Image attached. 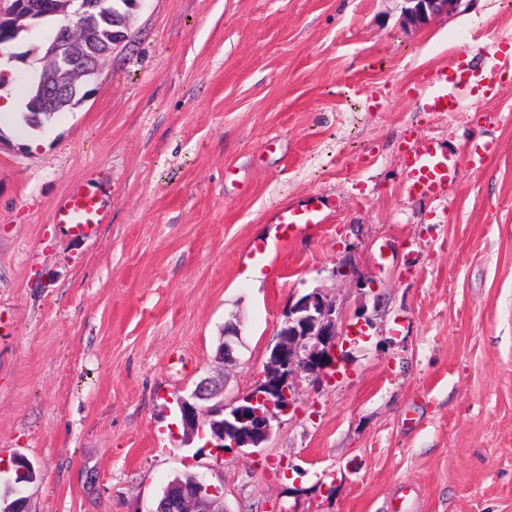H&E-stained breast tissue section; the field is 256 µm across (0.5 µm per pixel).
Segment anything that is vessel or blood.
<instances>
[{"label": "vessel or blood", "mask_w": 512, "mask_h": 512, "mask_svg": "<svg viewBox=\"0 0 512 512\" xmlns=\"http://www.w3.org/2000/svg\"><path fill=\"white\" fill-rule=\"evenodd\" d=\"M495 85V72L478 71L460 61L437 73L431 89L425 94L426 107L432 112H455L459 109L461 94L489 93ZM405 167L411 192L437 196L452 183L457 164L433 142L420 138L409 148ZM55 217L58 223L70 225L75 233L84 234L92 225L104 223L106 214L98 191L80 186L61 200ZM275 222L279 241L288 243L316 233L323 219L317 201L311 200L297 207H282Z\"/></svg>", "instance_id": "vessel-or-blood-1"}]
</instances>
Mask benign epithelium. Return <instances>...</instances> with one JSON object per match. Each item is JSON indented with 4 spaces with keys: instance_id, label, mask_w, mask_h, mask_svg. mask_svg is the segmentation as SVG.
Returning <instances> with one entry per match:
<instances>
[{
    "instance_id": "1",
    "label": "benign epithelium",
    "mask_w": 512,
    "mask_h": 512,
    "mask_svg": "<svg viewBox=\"0 0 512 512\" xmlns=\"http://www.w3.org/2000/svg\"><path fill=\"white\" fill-rule=\"evenodd\" d=\"M408 25L419 27L432 17L448 12L457 0H405ZM113 0H60L54 14L65 17L49 37L44 56L42 94L48 108L86 89L107 54L93 49L91 29L95 17H111ZM39 0H0V47L9 45L11 36L26 28L24 22L40 18ZM342 316L336 301L321 289L291 301L284 320L270 345L269 360L258 384L245 396L226 404L215 401L224 393V377L201 379L188 397L177 398L183 429L208 437L204 447L222 464L224 453L239 448H258L272 436L273 423L295 404L299 377L314 383L331 379L339 361L338 345ZM240 336L238 325L229 322L219 358L222 365L235 361L234 346ZM32 470L22 455L11 463L0 464V483L13 482L12 474L22 476ZM154 512H228L224 489L194 473L183 482L168 485Z\"/></svg>"
}]
</instances>
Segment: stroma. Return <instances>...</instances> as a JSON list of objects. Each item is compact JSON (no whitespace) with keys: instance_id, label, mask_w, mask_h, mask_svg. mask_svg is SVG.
Here are the masks:
<instances>
[{"instance_id":"stroma-1","label":"stroma","mask_w":512,"mask_h":512,"mask_svg":"<svg viewBox=\"0 0 512 512\" xmlns=\"http://www.w3.org/2000/svg\"><path fill=\"white\" fill-rule=\"evenodd\" d=\"M403 7L143 0L85 103L39 130L0 118V457L34 464L29 512H154L186 471L228 512H512V0L417 29ZM49 35L16 44L0 95L28 89ZM462 57L496 91L428 111L422 89ZM420 137L462 162L437 198L407 188ZM77 185L107 211L78 236L54 218ZM313 198L319 231L250 281L277 210ZM316 287L364 328L345 366L211 467L170 398L219 369L225 400L251 391Z\"/></svg>"}]
</instances>
